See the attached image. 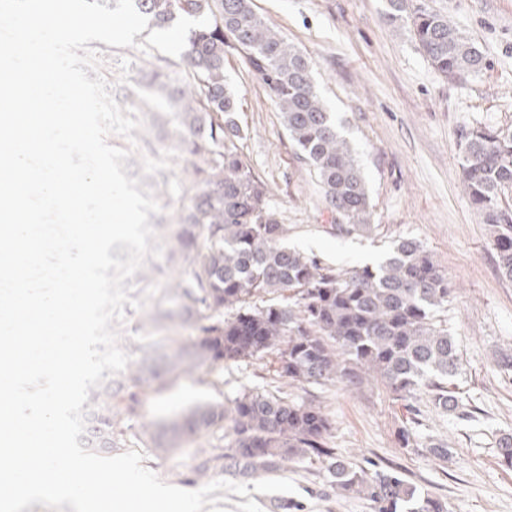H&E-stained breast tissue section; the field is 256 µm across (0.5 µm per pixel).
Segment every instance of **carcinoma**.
Wrapping results in <instances>:
<instances>
[{"mask_svg": "<svg viewBox=\"0 0 512 512\" xmlns=\"http://www.w3.org/2000/svg\"><path fill=\"white\" fill-rule=\"evenodd\" d=\"M153 26L181 16L211 17L190 30L175 63L184 80L174 85L165 71L150 72L146 88L170 109L174 129L159 147L193 158L176 178L153 169L149 178L181 204L179 222L158 224L162 253L180 256L185 270L164 289L170 321L189 325L188 340L164 336V359L183 372L204 365L276 357L275 372L296 386L336 381L350 389L381 383L413 413L411 427L398 431L400 447L413 445L420 392L450 415L472 414L455 378L461 362L448 330L453 288L424 245L398 240L374 266L336 269L291 249L268 185L240 152L245 131L240 101L224 76L225 57L239 54L260 77L281 113L298 158L315 173L323 197L336 215V231L370 235L368 184L348 142L336 130L318 92L312 59L256 13L253 0H134ZM406 14L426 60L450 81L463 82L486 67L479 47L424 0H388ZM460 168L471 205L487 225L501 276L512 280V130L490 126L461 129ZM289 293L280 303L274 294ZM118 391L112 379L90 389L83 409L98 418L116 448L126 445L120 426ZM192 432L228 428L232 441L224 467L255 476L282 462L323 456L331 485L342 496L370 501L374 512H448V504L400 476L371 469L331 453V424L321 408L287 396L244 392L228 404L206 403L188 420Z\"/></svg>", "mask_w": 512, "mask_h": 512, "instance_id": "cac0c4a2", "label": "carcinoma"}]
</instances>
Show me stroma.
Returning a JSON list of instances; mask_svg holds the SVG:
<instances>
[{
    "label": "stroma",
    "instance_id": "35a3bbf8",
    "mask_svg": "<svg viewBox=\"0 0 512 512\" xmlns=\"http://www.w3.org/2000/svg\"><path fill=\"white\" fill-rule=\"evenodd\" d=\"M470 37L486 67L463 82L436 72L419 50L406 18L389 15L386 0H254V8L315 62L316 85L340 134L356 151L368 183L376 233L337 234L314 173L296 155L283 119L262 81L242 57L224 62L240 99L238 120L248 136L243 155L274 190L287 243L327 264L349 269L378 263L394 241L423 243L448 274L453 293L448 325L462 373L457 384L475 407L471 420L433 410L420 397L417 433L448 444L442 462L400 448L407 418L382 385L350 390L336 383L294 388L273 373L275 357L202 367L185 373L158 366L150 384L118 375L113 385L135 415H122L131 434L126 446L142 451L143 467L185 490L226 478V431L193 433L184 424L199 404H224L246 390L288 395L319 405L332 423L329 447L351 461L379 464L443 499L448 512H512V464L497 442L512 434V370L498 367L512 352V281L497 269L485 224L463 192L457 132L464 126L512 128V0H430ZM136 47L100 45L102 71L111 83L148 73ZM163 322L153 302L125 310L121 346L140 362L142 324ZM152 427L169 453L145 445ZM205 475H198V467ZM249 496L228 495L226 512H373L368 500L336 495L321 459L310 458L248 478Z\"/></svg>",
    "mask_w": 512,
    "mask_h": 512
}]
</instances>
